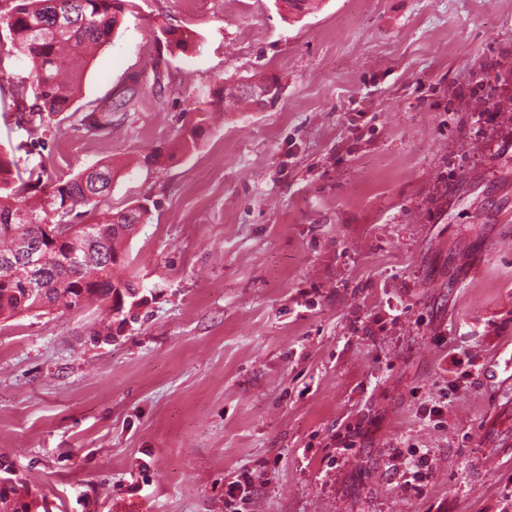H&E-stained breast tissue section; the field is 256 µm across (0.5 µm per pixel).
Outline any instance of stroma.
Returning <instances> with one entry per match:
<instances>
[{"instance_id": "35a3bbf8", "label": "stroma", "mask_w": 512, "mask_h": 512, "mask_svg": "<svg viewBox=\"0 0 512 512\" xmlns=\"http://www.w3.org/2000/svg\"><path fill=\"white\" fill-rule=\"evenodd\" d=\"M256 72L278 101L225 111ZM81 83L128 111L56 120L30 163L112 160L102 209L152 218L138 305L0 320V463L31 496L228 512L244 479L237 512H512V0H130Z\"/></svg>"}]
</instances>
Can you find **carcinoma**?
<instances>
[{
    "label": "carcinoma",
    "mask_w": 512,
    "mask_h": 512,
    "mask_svg": "<svg viewBox=\"0 0 512 512\" xmlns=\"http://www.w3.org/2000/svg\"><path fill=\"white\" fill-rule=\"evenodd\" d=\"M123 14L124 0H9L0 7V29L5 31L0 76L19 62L27 65V73L12 83L16 126L35 134L53 115L80 112V123L87 129L112 130V113L125 108L129 100L107 107L75 106L81 96L76 68L109 43ZM161 33L172 49L183 50L191 40L188 32L170 26L162 27ZM241 88L238 84L224 89V98L232 99L231 109L260 104ZM194 111L199 121L184 134L188 146L195 145L209 116L201 106ZM46 175L44 163L22 166L16 157L0 152V258L13 257L9 266L0 265V317L48 313L58 301L77 311L106 293L113 301L136 297L135 276L123 279L114 270L125 266L126 232L148 223L149 208L132 202L115 213H103L91 224L90 234L82 230L73 241L51 247L43 239L41 225L76 224L77 218L97 211L109 189L104 184L96 187L85 170L49 185L43 181ZM20 238L45 255L40 268L14 256ZM35 276L43 289L39 298L27 294Z\"/></svg>",
    "instance_id": "1"
}]
</instances>
